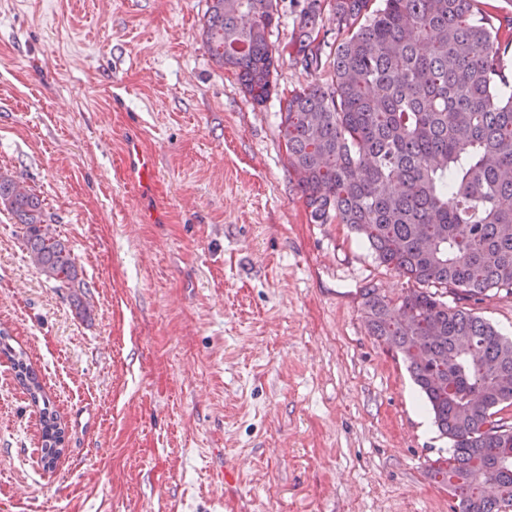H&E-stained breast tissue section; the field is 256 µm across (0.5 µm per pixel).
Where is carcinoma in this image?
Segmentation results:
<instances>
[{"mask_svg": "<svg viewBox=\"0 0 512 512\" xmlns=\"http://www.w3.org/2000/svg\"><path fill=\"white\" fill-rule=\"evenodd\" d=\"M205 43L247 96L275 91L278 0H207ZM512 24L485 0H303L288 54L330 79L280 101L288 165L311 220L361 236L382 263L422 285L394 302L368 288L371 335L400 353L440 432L452 442L431 478L453 512L512 507V338L459 300L512 294ZM0 174V209L21 225L37 270L87 287L46 222L40 197ZM0 354L39 412L42 462L56 465L65 427L30 360L0 333Z\"/></svg>", "mask_w": 512, "mask_h": 512, "instance_id": "1", "label": "carcinoma"}]
</instances>
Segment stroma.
Segmentation results:
<instances>
[{
  "label": "stroma",
  "mask_w": 512,
  "mask_h": 512,
  "mask_svg": "<svg viewBox=\"0 0 512 512\" xmlns=\"http://www.w3.org/2000/svg\"><path fill=\"white\" fill-rule=\"evenodd\" d=\"M269 37L279 92L316 81ZM206 0H0V173L31 187L88 284L34 267L0 210V512H452L451 446L365 289L410 287L346 225L312 223L279 99L253 103L202 42ZM138 141L163 185L126 172ZM0 332V354L11 362L15 378L39 412L42 438V462L53 468L64 452L66 432L53 402L44 390L30 360L23 351H16Z\"/></svg>",
  "instance_id": "35a3bbf8"
}]
</instances>
